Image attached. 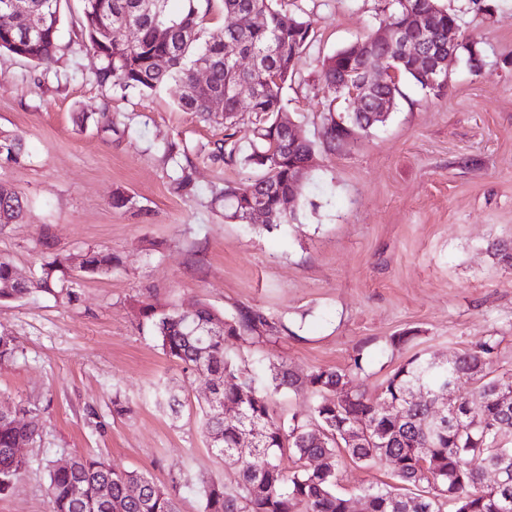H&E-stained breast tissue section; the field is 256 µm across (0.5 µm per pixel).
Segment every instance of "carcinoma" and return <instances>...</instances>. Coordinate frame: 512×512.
Wrapping results in <instances>:
<instances>
[{"mask_svg": "<svg viewBox=\"0 0 512 512\" xmlns=\"http://www.w3.org/2000/svg\"><path fill=\"white\" fill-rule=\"evenodd\" d=\"M60 0H27V11L16 16L14 34L24 35L32 24L47 30V45L34 56L39 64L55 59L60 40ZM100 0H83L82 37L95 46L97 6ZM170 0H107L112 14V47L100 57V83H119L140 91H156L169 84L180 87L177 106L202 119L210 118L211 98L224 97V145L219 152L230 162L241 160L258 174L240 184H227L215 197L224 209V219L245 222L246 212L263 208L268 226L287 224L294 213L281 211L282 200L293 194L303 196L304 186L293 182V168L314 153L309 139L288 146L283 123L281 90L296 74V62L311 41V23L279 7L278 0H221L224 13L240 15L239 22L220 32L203 26L211 0H181L174 11ZM424 16L431 45L448 53V25L461 26L459 16L438 6L435 0H396V8L384 23L399 27L404 11ZM265 16L261 26L244 19L251 11ZM133 23L140 29L135 43L122 38L121 29ZM240 52L259 58L257 68L239 71L226 58V43ZM167 53L169 66L157 69L153 57ZM209 64L210 82L197 86L192 71L199 61ZM388 64L399 76L424 87L416 62L392 55L386 59L372 53L359 63L349 62L341 48L324 58L321 80L330 102H336V77L350 70L354 77ZM257 87L253 111L238 110L236 87L241 83ZM328 108L323 113L324 145L336 150V143L365 133L362 121L352 114L335 120ZM249 122L253 139L247 145L235 140L238 125ZM26 158L22 137L0 136V161L19 164ZM25 214L21 198L0 180V225L19 224ZM119 258L108 250H90L80 262L85 275L112 272ZM10 287H4V284ZM74 277L68 261L55 257L45 262L38 276L20 281L12 262L0 256V301L43 293L61 303L76 299L70 287ZM141 325L149 328L163 353L183 365L186 371L212 376L221 382L214 398L202 411L201 433L216 457L232 469L228 482H209L199 489L202 512H497L494 504L507 500L512 512V375L492 370L499 340L486 336L445 363L417 354L391 375L381 388L380 400L373 401L358 389L364 373L362 358L355 357L345 369L318 368L300 374L283 362L272 369L271 382L260 381L254 368L239 365L224 348L226 339L243 338L248 332L263 337L274 332L275 323L259 311H245L226 317L199 303L188 318L175 307L149 297L139 302ZM16 357L15 338L0 329V361ZM473 382V394L481 402L473 427L439 423L434 419L433 400L448 385ZM346 389L336 401L330 394ZM286 389L311 398L309 412L282 419L274 413V396ZM424 390L418 402L411 393ZM15 419L0 412V495L10 493L30 460L8 452L18 441L37 442L43 433L39 415L22 406ZM294 457V467L282 464L285 453ZM362 466L386 463L397 485H370L356 499L336 491L343 457ZM505 467L507 481L495 486L482 482L484 471ZM81 483L82 494L73 487ZM177 485H157L152 477L137 470L118 469L98 456L75 455L64 468H48L49 512H179Z\"/></svg>", "mask_w": 512, "mask_h": 512, "instance_id": "1", "label": "carcinoma"}]
</instances>
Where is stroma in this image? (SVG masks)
<instances>
[{
    "label": "stroma",
    "mask_w": 512,
    "mask_h": 512,
    "mask_svg": "<svg viewBox=\"0 0 512 512\" xmlns=\"http://www.w3.org/2000/svg\"><path fill=\"white\" fill-rule=\"evenodd\" d=\"M438 2L461 17L481 71L459 54L440 96L402 80L387 123L330 153L321 63L376 31L394 3L281 0L314 30L282 100L316 149L296 219L273 228L225 221L213 202L224 184L256 174L218 154L222 116L181 111L173 86L145 94L98 83L82 0L60 4L55 63L0 52V132L23 136L28 150L0 169L26 205L23 223L0 226V256L25 279L56 254L73 267L90 249L121 259L111 274L79 278L73 304L44 294L0 302L19 353L0 364V401L38 409L43 423L0 512H48L47 466L75 453L165 487L180 480L181 512H201L198 487L230 477L199 431L206 378L185 374L141 328L138 302L150 292L181 308L273 318L277 337L226 340L242 365L284 361L307 373L362 357L370 398L413 355L451 358L489 334L501 341L494 369L512 373V268L491 252L512 243V0ZM171 142L185 150L173 162ZM180 173L192 193L175 191ZM117 192L126 206H113ZM395 336L408 344L392 345ZM164 386L179 414L157 403ZM116 397L130 414H113Z\"/></svg>",
    "instance_id": "1"
}]
</instances>
